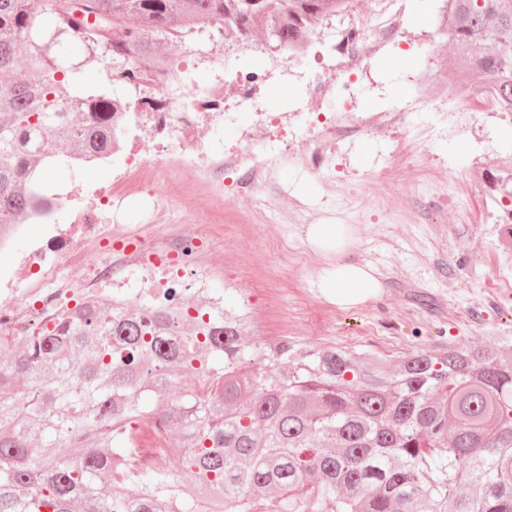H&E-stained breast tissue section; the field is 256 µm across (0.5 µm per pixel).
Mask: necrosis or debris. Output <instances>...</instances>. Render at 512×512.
Returning a JSON list of instances; mask_svg holds the SVG:
<instances>
[{
    "mask_svg": "<svg viewBox=\"0 0 512 512\" xmlns=\"http://www.w3.org/2000/svg\"><path fill=\"white\" fill-rule=\"evenodd\" d=\"M403 30L400 13L381 5L376 16L337 29L333 48L364 70L381 45ZM224 87L216 83L197 92L191 100L170 93L164 111H153L145 99L137 107L155 144L152 158L146 159L127 148L123 140L112 144L113 155L123 156L125 169L110 185L102 188L75 187L66 195L73 221L54 224L50 216L54 200L31 205L21 223L0 225V253L13 254L11 265L0 267V348H9L55 323L89 300L122 299L133 303L144 296L175 293L178 302L207 298L210 305L224 303L223 295L210 290L212 265L201 263L199 255L212 234L220 232L211 224L196 234L182 230L178 222L156 225L152 236L141 229L116 224L110 206L120 205L129 196L158 182L171 164L196 169L201 174L204 198L223 195L224 175L237 176L236 191L252 192L257 185L278 183L276 158L265 153H228L223 144L207 140L205 127L223 119ZM430 110V122L413 126L411 113ZM483 119L469 93L457 90L434 97L429 86L415 89L403 108L374 112L359 124H349L344 116L317 122L309 134L291 129L288 115L278 116L276 125L287 127L288 138L276 141L289 162L319 171L329 166L337 148L364 133L388 138L406 130L407 145L417 150L440 134L456 137L479 127ZM28 240L25 251H17L18 240ZM97 255L87 265L88 255ZM83 270L80 279H71L70 269ZM132 464L137 468L165 466L171 453L160 426L147 424L138 436Z\"/></svg>",
    "mask_w": 512,
    "mask_h": 512,
    "instance_id": "necrosis-or-debris-1",
    "label": "necrosis or debris"
}]
</instances>
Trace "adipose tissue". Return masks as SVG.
I'll use <instances>...</instances> for the list:
<instances>
[{"mask_svg":"<svg viewBox=\"0 0 512 512\" xmlns=\"http://www.w3.org/2000/svg\"><path fill=\"white\" fill-rule=\"evenodd\" d=\"M307 243L322 253L326 265L316 286L322 297L342 309L376 298L382 288L371 265L349 260L352 234L344 224H310L305 229Z\"/></svg>","mask_w":512,"mask_h":512,"instance_id":"1","label":"adipose tissue"}]
</instances>
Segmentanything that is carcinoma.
Segmentation results:
<instances>
[{"label":"carcinoma","mask_w":512,"mask_h":512,"mask_svg":"<svg viewBox=\"0 0 512 512\" xmlns=\"http://www.w3.org/2000/svg\"><path fill=\"white\" fill-rule=\"evenodd\" d=\"M446 74L512 113V0H445ZM351 0H0V224L57 195L53 166L112 145L121 86L94 87L123 29L216 28L269 49L301 46ZM57 20L45 27L41 14ZM492 186L512 196V167ZM249 316L196 317L169 297L69 313L0 354V512H240L315 491L336 512H512L509 347L415 353L389 367L336 346L246 340ZM185 376L190 386L180 384ZM150 420L177 432L173 462L131 470ZM136 485L130 494L126 485Z\"/></svg>","instance_id":"obj_1"}]
</instances>
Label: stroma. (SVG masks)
Returning a JSON list of instances; mask_svg holds the SVG:
<instances>
[{"instance_id": "1", "label": "stroma", "mask_w": 512, "mask_h": 512, "mask_svg": "<svg viewBox=\"0 0 512 512\" xmlns=\"http://www.w3.org/2000/svg\"><path fill=\"white\" fill-rule=\"evenodd\" d=\"M442 7L441 0H403L404 30L385 43L366 79L343 60L330 59L325 36H318L305 55L287 62L290 71L319 76L327 85L318 99L306 84L275 77L255 89L254 107L240 104L234 92L238 71L255 67L257 57L270 52L261 47L256 56L246 55L241 45L217 32L165 41L161 47L174 63L192 66L183 82L185 98H192L196 88L223 81L224 123L208 134L225 149L244 151L283 137V130L269 122L279 113H291L301 131L311 112H342L354 124L371 111L400 105L419 74H443L453 55L449 37L438 29ZM511 164L512 119L494 108L479 132L461 142L435 141L418 156H389L384 140L362 136L351 149L337 151L330 174L307 172L280 159V188L260 186L256 195L275 198L281 206L294 199L338 209L353 203L357 221L348 257L376 268L381 295L351 309L326 302L313 286L324 259L302 230L280 233L254 215L252 201L229 191L212 202L224 212V232L211 238L209 251L223 260L224 272L211 288L223 293L229 307L237 306L241 293L249 294L256 339L284 335L391 363L411 353L512 336V238L498 222L505 205L489 196L490 172ZM199 180L194 169L172 167L151 194L124 202L123 220L139 223L156 197L174 207L187 231H197L205 217L188 189ZM469 180L476 187L470 213L446 209L449 195ZM422 183L434 187L427 206L436 212L435 223L390 221L389 212L404 210Z\"/></svg>"}]
</instances>
